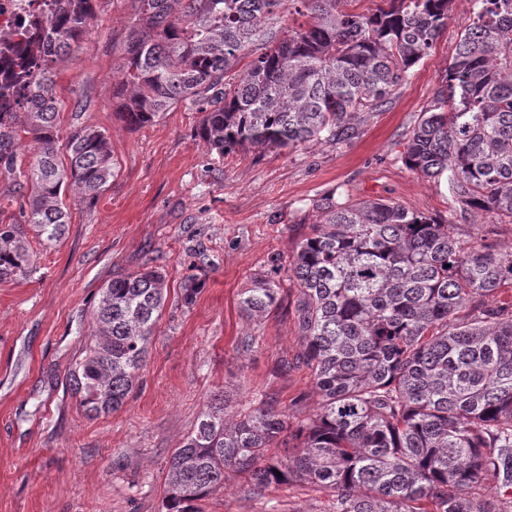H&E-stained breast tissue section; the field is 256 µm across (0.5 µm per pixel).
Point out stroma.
I'll list each match as a JSON object with an SVG mask.
<instances>
[{"mask_svg": "<svg viewBox=\"0 0 512 512\" xmlns=\"http://www.w3.org/2000/svg\"><path fill=\"white\" fill-rule=\"evenodd\" d=\"M472 0H454L447 29L358 139L288 152L210 154L196 136L202 113L176 107L133 130L118 117L112 71L131 23L129 0H97L80 50L57 67L60 134L104 130L117 174L95 202L67 191L70 224L57 244L34 245L32 278L0 284V512H160L168 462L211 394L238 416L260 399L277 409L316 410L294 302L262 320L238 306L240 293L275 264H287L316 219L314 204L339 191L357 201L390 199L460 227L462 239L512 248V223L460 209L440 180L401 161L409 133L431 105ZM205 255L197 264L196 252ZM149 263L168 295L141 384L117 411L88 416L69 386L91 331L103 283ZM205 286L191 307L181 283ZM328 490L301 481L254 495L246 475L224 472L203 512H332Z\"/></svg>", "mask_w": 512, "mask_h": 512, "instance_id": "1", "label": "stroma"}]
</instances>
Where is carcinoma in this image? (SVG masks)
<instances>
[{"mask_svg":"<svg viewBox=\"0 0 512 512\" xmlns=\"http://www.w3.org/2000/svg\"><path fill=\"white\" fill-rule=\"evenodd\" d=\"M36 16L0 81V283L31 277L29 235H65V188L97 200L117 163L105 131L61 141L56 68L79 46L96 0H60ZM131 0L117 114L142 128L182 104L204 113L198 137L222 158L242 149L347 144L388 103L448 26L452 0ZM404 165L448 174L457 204L512 219V0H474ZM307 17L297 27L293 15ZM250 62L232 83L227 74ZM18 211L8 212V207ZM317 223L287 268L242 291L260 320L298 290L301 362L321 397L303 415L260 400L237 420L215 395L176 449L162 512H201L224 469L251 491L303 480L333 493L334 512H512V250L463 240L456 225L386 199L315 203ZM204 281L187 276L182 302ZM167 298L156 266L103 284L69 385L94 416L139 383ZM288 437V456L268 455ZM495 481L497 495L472 490Z\"/></svg>","mask_w":512,"mask_h":512,"instance_id":"carcinoma-1","label":"carcinoma"}]
</instances>
